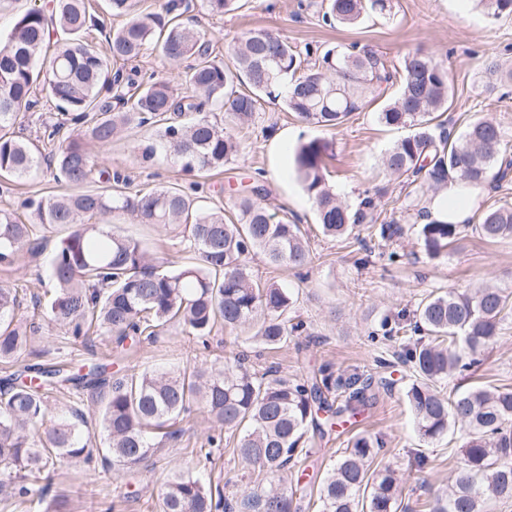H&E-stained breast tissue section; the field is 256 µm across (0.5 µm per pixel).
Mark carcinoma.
Listing matches in <instances>:
<instances>
[{
	"label": "carcinoma",
	"mask_w": 512,
	"mask_h": 512,
	"mask_svg": "<svg viewBox=\"0 0 512 512\" xmlns=\"http://www.w3.org/2000/svg\"><path fill=\"white\" fill-rule=\"evenodd\" d=\"M105 3L110 16L124 21L109 32L104 52L85 38L89 30L104 27L86 0H54L49 14L30 9L0 42V177L22 179L40 167L28 143L4 133L31 104L38 79L60 115L45 127L47 139H56L67 124L79 127L55 154L57 178L77 191L29 201L27 224L1 209L0 264L12 265L32 248L37 230L72 226L51 261L55 291L48 316L83 342L98 331L121 344L150 338L172 322L201 338L218 321L229 329L253 323V339L268 348L302 334L305 323L288 317L294 294L257 282L250 271L249 260L259 252L276 266L305 268L312 261L300 226L285 217L274 220L252 199L261 195V186L239 197L237 218L229 222L223 212L172 185L145 193L118 186L84 190L96 168L90 146L105 147L124 132L158 123L145 157L161 153L188 175L220 169L239 155L241 142L210 119L208 108L216 106L245 124L260 100H280L302 122L334 128L392 81L386 60L354 45L326 47L299 76L302 60L288 42L265 29H250L231 46L226 64L211 57L204 36L180 20L182 0H168L171 18L160 33L161 21L139 12L136 0ZM478 4L493 20L512 16V0ZM206 7L223 15L243 3L206 0ZM393 7V0H326L321 20L354 25L365 15L389 16ZM151 48L175 65L192 60L182 72L190 94L178 98L165 81L144 84L112 70V62H135ZM481 77L484 92L499 100L512 97V65L499 56L484 57ZM450 95L443 61L416 50L403 59L398 92L378 111L385 126L409 130L386 154L384 166L400 179L418 219L423 217L419 203L448 181L481 189L500 187L512 175V135L498 123L481 120L455 137L441 120ZM333 157V142L312 138L294 150L293 169L316 204L322 233L336 239L373 222L377 203L366 194L352 208L336 197L325 178ZM112 214L159 225L190 243L199 262L167 270L139 241L109 224L90 222ZM465 228L431 222L421 225L419 236L427 254L436 257ZM472 231L486 241L512 239V204L483 209ZM18 306L17 289L1 285V365L14 363L32 342L31 329L14 323ZM511 313L512 299L498 288L450 289L425 297L413 324L386 330L406 333L402 357L411 364L413 380L405 396L420 437L436 440L456 424L464 431L448 491L428 502V512H494L497 502L512 499V388L477 386L449 396L436 388L455 372L481 364L482 352L496 343ZM5 381L0 386V501L27 509L44 505V512H66V502L50 495L57 464L75 459L89 467L100 462L132 468L157 447V434L176 437L172 426L197 403L214 431L204 457L221 447L224 430L236 431L244 472L264 473L267 479L226 498L201 477L174 470L158 495V512H301L298 489L275 477L306 452L305 435L318 426L321 414L328 423L359 414L369 387L361 375L338 376L329 365L288 380L271 370L252 371L240 357L189 373L121 376L103 364L83 374L64 365H37ZM66 389L88 395L94 423L77 408L45 421L46 394ZM92 426L100 433L98 448ZM382 447V441L367 436L348 441L322 482L319 512H397L402 487L396 471L390 466L370 470Z\"/></svg>",
	"instance_id": "cac0c4a2"
}]
</instances>
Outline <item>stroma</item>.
<instances>
[{
  "instance_id": "1",
  "label": "stroma",
  "mask_w": 512,
  "mask_h": 512,
  "mask_svg": "<svg viewBox=\"0 0 512 512\" xmlns=\"http://www.w3.org/2000/svg\"><path fill=\"white\" fill-rule=\"evenodd\" d=\"M187 2L184 21L204 35L213 56L223 61L229 60L234 40L254 28L279 34L300 53L309 46L355 43L382 56L395 71L411 51L435 54L448 70L453 98L446 117L454 133L463 134L469 123L485 119L512 132V101L501 103L482 93L477 79L485 55L494 53L512 63V18L489 22L474 0H394L390 17H368L355 26L335 27L325 25L319 17L322 0H248L244 8L227 15L210 13L204 0ZM377 112V105H370L353 113L342 127L328 130L301 124L282 103L262 100L252 120L234 128L243 153L223 170L206 176L184 175L160 155L144 161L142 152L155 133L150 126L125 133L100 151V168L126 176L128 191L172 184L201 198L207 206L223 209L231 218L238 213L241 192L257 179V169H264L261 203L300 225L310 242L313 261L297 270L269 265L257 254L250 261L251 272L257 280L284 285L297 294L294 314L307 323L308 335L289 337L278 348L268 349L251 339L250 329L230 330L219 323L204 346L175 323L142 341L119 344L107 335L86 343L65 340L64 328L46 316L54 288L51 260L68 234L67 228L56 227L40 232L35 248L23 253L14 265H0V285L19 291L17 319L37 327L20 364L63 360L78 370L95 359L111 364L113 373L125 374L190 371L240 354L248 368H271L288 379L326 364L339 373L356 371L371 376L374 384L368 405L349 422L326 432L309 430L307 453L288 477L304 497L318 498L321 482L341 448L356 435L377 436L384 442L377 465L395 467L402 480L400 512H426L427 502L446 488L463 440L457 432L432 443L419 438L404 394L412 371L397 357L401 343L379 337L374 340L370 334L382 332L387 322H412L421 300L433 291H463L491 284L512 294V239L488 243L468 230L438 257H429L413 217L400 211L404 201L401 187L382 163L384 154L404 132L381 124ZM56 117L53 103L43 93H35L13 132L33 143L42 156L41 166L29 178L0 179V210L24 217L28 200L65 191V184L55 179V146L43 138L44 125L55 122ZM287 128L295 130L301 140L321 137L334 141L335 156L327 162L328 185L352 207L364 193L384 190L379 219L400 221L405 228L403 237L387 242L378 236L375 226L362 224L356 227L355 238H324L313 201L295 178L292 152L276 155L270 150L277 133ZM110 222L115 231L164 258L167 269L195 258L184 242L154 226L127 215L112 216ZM390 251L399 253L398 262L387 261ZM488 384L512 386V316L503 323L499 340L485 352L476 371L441 381L438 388L448 392ZM179 426L177 438L159 444L130 469L89 471L79 462L61 464L54 475L53 494L64 496L72 512H157V496L174 468L199 473L228 496L246 489L248 482L241 477L235 452L236 436L225 434L223 447L207 460L199 454L211 432L203 410L193 407Z\"/></svg>"
}]
</instances>
